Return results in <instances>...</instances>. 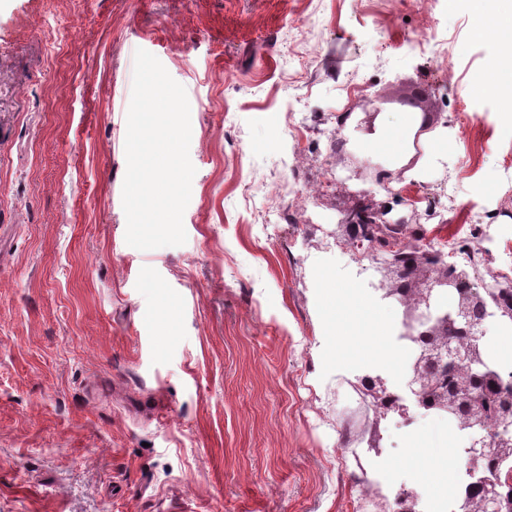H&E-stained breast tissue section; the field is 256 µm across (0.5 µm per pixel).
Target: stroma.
Masks as SVG:
<instances>
[{
    "label": "stroma",
    "mask_w": 512,
    "mask_h": 512,
    "mask_svg": "<svg viewBox=\"0 0 512 512\" xmlns=\"http://www.w3.org/2000/svg\"><path fill=\"white\" fill-rule=\"evenodd\" d=\"M479 0H0V512H389L423 478L348 426L362 329L331 303L354 281L341 223L365 190L406 217L407 248L490 225L466 268L512 266V132L482 76L512 16ZM187 93L196 168L180 246L125 240L134 55ZM364 85L355 100L344 90ZM427 113L391 164L367 126ZM301 113V136L290 130ZM346 145H339V138ZM391 168L390 190L364 159ZM320 185L261 224L251 184ZM434 197L393 205L392 191Z\"/></svg>",
    "instance_id": "stroma-1"
}]
</instances>
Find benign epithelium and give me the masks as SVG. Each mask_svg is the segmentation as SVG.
<instances>
[{"label": "benign epithelium", "mask_w": 512, "mask_h": 512, "mask_svg": "<svg viewBox=\"0 0 512 512\" xmlns=\"http://www.w3.org/2000/svg\"><path fill=\"white\" fill-rule=\"evenodd\" d=\"M343 222L347 239L371 244L387 220L372 204L360 201ZM420 259L443 269L442 276L420 279ZM388 266L395 269L399 282L388 286L381 280L372 287L381 298L403 304L400 335L418 337V345L410 351L407 374L398 386H392L380 372L357 377L359 386L378 404L394 400L393 410L407 423L420 413L444 412L468 429L473 452L497 448L502 458L512 457V371L490 372L478 345L490 326L512 321V284H479L468 272L448 265L437 252L419 257L398 251ZM444 288L458 297L450 312L436 302ZM500 510L499 481L484 479L465 512Z\"/></svg>", "instance_id": "obj_1"}]
</instances>
